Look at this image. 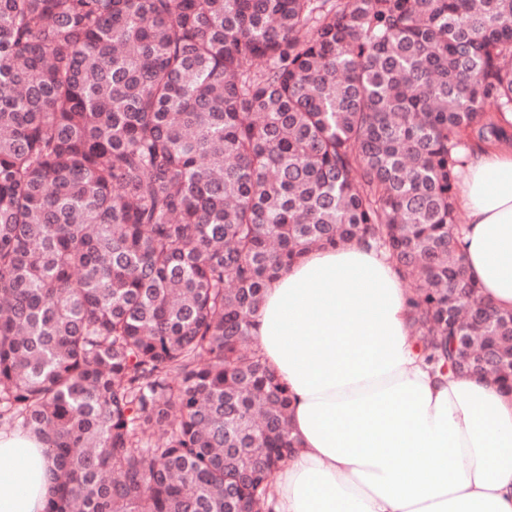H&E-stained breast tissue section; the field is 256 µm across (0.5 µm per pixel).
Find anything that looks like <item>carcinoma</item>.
<instances>
[{"instance_id":"1","label":"carcinoma","mask_w":512,"mask_h":512,"mask_svg":"<svg viewBox=\"0 0 512 512\" xmlns=\"http://www.w3.org/2000/svg\"><path fill=\"white\" fill-rule=\"evenodd\" d=\"M503 112L512 0H0V421L55 461L43 512H273L253 315L316 248L373 243L431 372L511 393L457 223Z\"/></svg>"}]
</instances>
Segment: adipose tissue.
Here are the masks:
<instances>
[{"label":"adipose tissue","mask_w":512,"mask_h":512,"mask_svg":"<svg viewBox=\"0 0 512 512\" xmlns=\"http://www.w3.org/2000/svg\"><path fill=\"white\" fill-rule=\"evenodd\" d=\"M458 205L468 275L512 310V150L468 151ZM408 298L358 242L311 250L267 287L252 334L299 442L274 512H512V395L432 374ZM52 467L42 440L0 431V512H43Z\"/></svg>","instance_id":"obj_1"}]
</instances>
